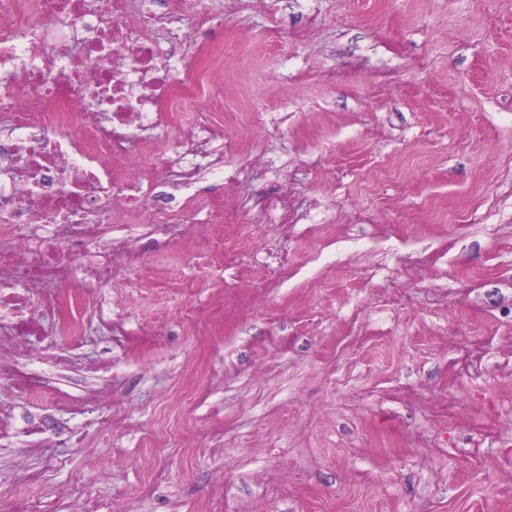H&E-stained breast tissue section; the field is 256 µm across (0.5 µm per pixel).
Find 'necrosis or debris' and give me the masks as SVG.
<instances>
[{
  "mask_svg": "<svg viewBox=\"0 0 512 512\" xmlns=\"http://www.w3.org/2000/svg\"><path fill=\"white\" fill-rule=\"evenodd\" d=\"M226 30L220 0H0V374L29 398L68 407L14 362L45 315L81 335L89 288L114 278L115 218L193 232L187 209L144 200L159 180L192 184L171 154L224 124L207 105L170 146L148 131L185 99L223 97Z\"/></svg>",
  "mask_w": 512,
  "mask_h": 512,
  "instance_id": "obj_1",
  "label": "necrosis or debris"
}]
</instances>
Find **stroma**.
<instances>
[{
	"mask_svg": "<svg viewBox=\"0 0 512 512\" xmlns=\"http://www.w3.org/2000/svg\"><path fill=\"white\" fill-rule=\"evenodd\" d=\"M224 17L190 193L238 221L133 238L80 347L20 359L95 413L0 379L43 428L0 443V512H512V0Z\"/></svg>",
	"mask_w": 512,
	"mask_h": 512,
	"instance_id": "35a3bbf8",
	"label": "stroma"
}]
</instances>
